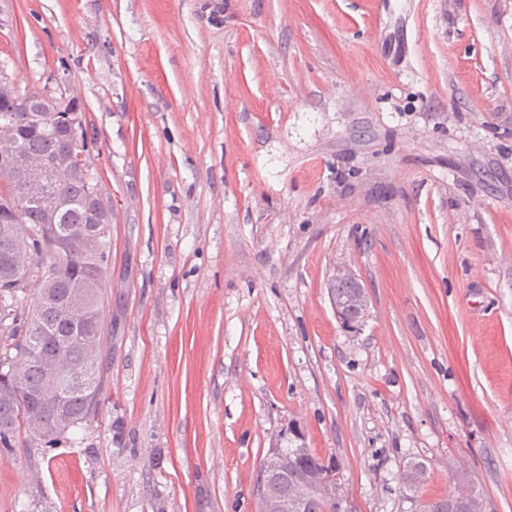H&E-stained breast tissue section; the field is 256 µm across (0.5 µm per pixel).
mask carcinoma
Segmentation results:
<instances>
[{
    "label": "carcinoma",
    "instance_id": "obj_1",
    "mask_svg": "<svg viewBox=\"0 0 512 512\" xmlns=\"http://www.w3.org/2000/svg\"><path fill=\"white\" fill-rule=\"evenodd\" d=\"M49 109L37 95H17L0 101V146L12 149L22 160L39 161L54 157L62 150L74 155L76 172L62 180L48 181L43 199L31 200L21 187L10 195L0 189V201L11 198L21 204L17 224L0 222V329L11 343L0 353V444H8L23 425L35 428L43 423L68 417L63 434L86 421L94 410L99 394V350H85L75 339L77 332L67 314L68 299L80 292L84 297L81 318L96 334H101L105 311V281L94 286L84 283V272L107 265L110 247L109 224H99L98 248L87 253L77 241L61 244L59 239L41 234L54 224L59 233L71 226H91L88 199L92 191L86 159V138L73 141L62 132H44L31 122L35 112ZM26 248L37 256V264L59 269V276L47 284L50 300L36 296L21 308L20 283L34 277L35 270L13 265L15 254ZM332 299L348 311H359L364 298L351 283H339L331 289ZM50 360L64 363L73 378L62 382L50 395L42 392L45 365ZM288 469L296 476L315 475L322 460L311 453L303 461L292 457L289 448ZM461 507L466 512H484V498L462 476L457 489L448 497L427 503L429 512Z\"/></svg>",
    "mask_w": 512,
    "mask_h": 512
}]
</instances>
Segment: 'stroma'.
<instances>
[{
  "label": "stroma",
  "instance_id": "stroma-1",
  "mask_svg": "<svg viewBox=\"0 0 512 512\" xmlns=\"http://www.w3.org/2000/svg\"><path fill=\"white\" fill-rule=\"evenodd\" d=\"M0 64L79 101L112 240L97 408L0 512H258L292 426L344 512H512V0H0ZM352 281L365 293L355 277H352ZM358 288H355L349 282H344L335 285L334 288L331 289L332 299L338 304L335 305L336 314L344 324H351L358 320V318L352 319L344 310L357 312L364 306V298ZM341 306H343L344 310ZM484 498L479 490L471 484L467 476H461L457 489L448 497L432 500L427 503L429 512H449L450 504L453 508L462 507L465 512H484ZM443 509V510H439ZM447 509V511H444Z\"/></svg>",
  "mask_w": 512,
  "mask_h": 512
}]
</instances>
